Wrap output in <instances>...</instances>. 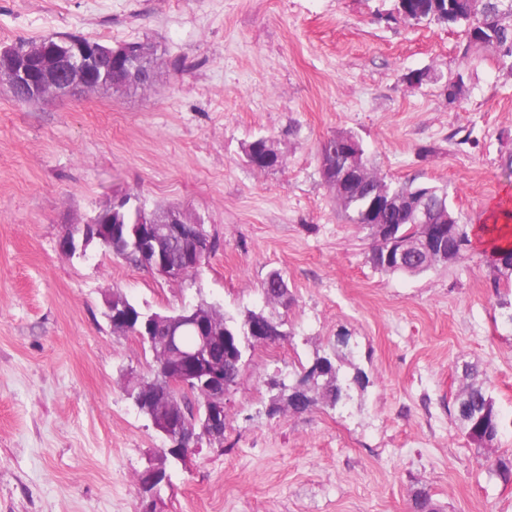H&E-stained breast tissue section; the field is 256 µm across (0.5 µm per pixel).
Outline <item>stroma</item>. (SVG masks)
<instances>
[{
	"mask_svg": "<svg viewBox=\"0 0 512 512\" xmlns=\"http://www.w3.org/2000/svg\"><path fill=\"white\" fill-rule=\"evenodd\" d=\"M393 0H0V48L78 35L158 49L152 87L23 104L0 82V512H138V476L168 440L124 390L148 375L139 339L116 335L120 292L148 312L205 302L283 321L248 346L222 448L166 462L157 512H512V289L482 247L417 276L381 272L321 174L320 146L362 143L386 181L444 187L480 222L512 198V70L463 58L459 29L388 19ZM416 71L422 84L409 83ZM464 74L462 99L444 84ZM272 140L279 168L244 148ZM177 206L217 239L195 274L167 282L104 246L61 252L72 224L113 197ZM289 307L265 304L270 272ZM345 345L363 371L337 406L268 414L270 380L296 382ZM487 370L503 419L478 453L451 412L465 365Z\"/></svg>",
	"mask_w": 512,
	"mask_h": 512,
	"instance_id": "obj_1",
	"label": "stroma"
}]
</instances>
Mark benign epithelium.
Masks as SVG:
<instances>
[{"instance_id": "obj_1", "label": "benign epithelium", "mask_w": 512, "mask_h": 512, "mask_svg": "<svg viewBox=\"0 0 512 512\" xmlns=\"http://www.w3.org/2000/svg\"><path fill=\"white\" fill-rule=\"evenodd\" d=\"M34 54L44 58L38 92L32 98V102L37 103L57 96L63 89L95 88V79L99 75H110L112 70L127 66L130 49L125 44L105 48L89 47L79 39L65 44L39 41L28 45L22 52L14 47L0 48V69L5 65L11 68L12 89H25L33 83L24 60ZM106 214H112V206L103 208L86 224L72 225L60 241L62 250L70 254L79 250L83 252L95 240L112 248L111 225L99 222V218ZM383 236L387 239L384 261L389 265L404 264L414 249L427 255L443 250L441 232L438 230L431 231V236L425 242L416 245L395 231L393 224L383 225ZM212 245V237L204 225L188 221L180 209H170L158 215L152 214L147 221H139L131 226L121 248L138 256L144 268L168 282H176L184 280L202 265ZM107 308L112 328L119 333L124 332L129 324L126 306L109 303ZM157 324L165 326V336L161 341L172 357V363L164 371L167 385L175 389L191 385L201 387L210 393L213 411H224V398L230 386V382L224 379V372L217 369L201 370L196 365V357L222 332L213 328L207 316L196 307L185 310L183 315L175 319L155 315L146 331L152 332ZM189 333L194 335V344L191 346L184 341ZM185 418L183 406L173 403L153 421L156 429L172 442L166 453L183 464L196 452L195 448L181 443Z\"/></svg>"}]
</instances>
